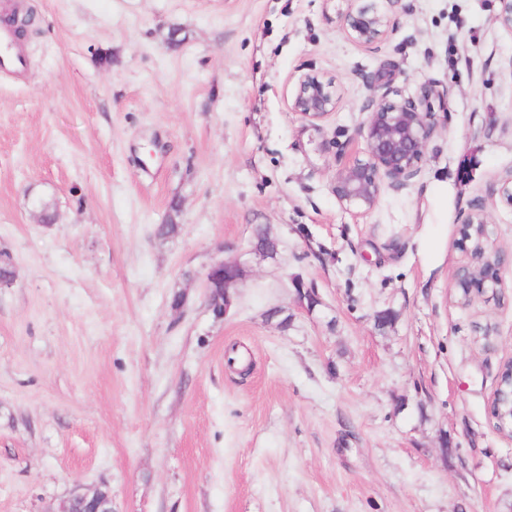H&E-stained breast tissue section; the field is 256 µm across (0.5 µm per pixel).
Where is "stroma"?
Listing matches in <instances>:
<instances>
[{
	"instance_id": "1",
	"label": "stroma",
	"mask_w": 512,
	"mask_h": 512,
	"mask_svg": "<svg viewBox=\"0 0 512 512\" xmlns=\"http://www.w3.org/2000/svg\"><path fill=\"white\" fill-rule=\"evenodd\" d=\"M361 3L0 0L38 26L0 71V512L98 487L115 512H512L488 406L512 267L499 298L454 292L473 202L512 256V29L499 0H400L364 47L338 18ZM383 64L403 95L447 97L420 174L356 216L332 182ZM310 72L336 82L317 121L290 108ZM224 258L245 274L218 319L204 273Z\"/></svg>"
}]
</instances>
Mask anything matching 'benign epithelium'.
<instances>
[{
    "instance_id": "benign-epithelium-1",
    "label": "benign epithelium",
    "mask_w": 512,
    "mask_h": 512,
    "mask_svg": "<svg viewBox=\"0 0 512 512\" xmlns=\"http://www.w3.org/2000/svg\"><path fill=\"white\" fill-rule=\"evenodd\" d=\"M342 30L355 43L371 47L382 41L390 30V17L377 0L341 15ZM443 94L431 84H423L413 96L389 99L384 92L367 105L369 115L358 130L363 140L362 157L337 172L332 192L339 204L353 212H368L378 202L384 186L395 190L410 186L418 176L425 150L435 129L434 101ZM335 82L319 73H309L296 85L291 109L308 120H319L336 110ZM489 218L482 204L472 206L459 226V245L469 254V262L460 266L454 288L461 305H469L486 294L495 296L507 259L492 248L488 235ZM244 267L237 259H224L209 266L205 288L214 277L224 278V311L232 306L237 283ZM496 427L512 433V422L504 425V416L512 418V392L507 401L494 392ZM51 512H113L112 495L107 490L76 492Z\"/></svg>"
}]
</instances>
